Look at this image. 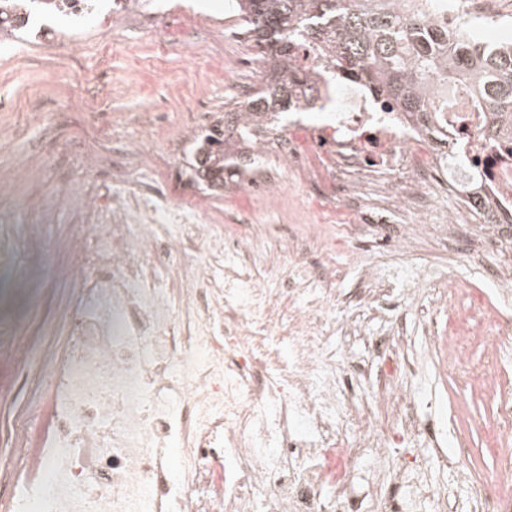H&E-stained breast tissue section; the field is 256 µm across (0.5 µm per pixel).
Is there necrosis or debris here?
Returning a JSON list of instances; mask_svg holds the SVG:
<instances>
[{
    "label": "necrosis or debris",
    "instance_id": "necrosis-or-debris-1",
    "mask_svg": "<svg viewBox=\"0 0 512 512\" xmlns=\"http://www.w3.org/2000/svg\"><path fill=\"white\" fill-rule=\"evenodd\" d=\"M453 104L433 123L456 144L437 148L402 112L382 111L360 86L342 80L327 116H288L268 138L289 174L306 156L305 194L327 187L337 201L377 187L382 204L357 210L360 223L410 215L388 239L391 259L372 274L366 303L390 313L420 270L407 237L426 223L432 201L448 202L449 230L512 224V136L482 135L481 96L456 84ZM95 233L80 257L79 296L62 311L67 352L50 363L42 421L16 432L17 475L0 512H447V486L429 484L430 459L404 461L394 438L417 445L408 358L388 366L379 398L357 393L336 345V296L326 270L288 245L255 250L218 234L200 210L162 203L146 187L89 213ZM180 225L150 235L146 223ZM176 259L180 281L169 274ZM262 264L265 282L253 280ZM495 312L481 332L466 317L448 330V356L497 397L492 456L512 477V263L496 268ZM290 309H283V300ZM481 336L490 352L469 366L465 344ZM180 451L179 478L169 475ZM394 460L393 491L351 489L359 463Z\"/></svg>",
    "mask_w": 512,
    "mask_h": 512
}]
</instances>
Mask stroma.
Here are the masks:
<instances>
[{
  "instance_id": "35a3bbf8",
  "label": "stroma",
  "mask_w": 512,
  "mask_h": 512,
  "mask_svg": "<svg viewBox=\"0 0 512 512\" xmlns=\"http://www.w3.org/2000/svg\"><path fill=\"white\" fill-rule=\"evenodd\" d=\"M239 30L231 0H100L93 14L45 18L24 39L0 40V323L26 339L12 390L0 395V467L13 456L16 425L35 420L48 397L49 360L65 355L61 312L77 295L84 212L97 203L88 188L105 181L120 192L150 186L164 201L202 206L243 238L253 231L249 215L266 208L274 226L268 244L286 241L312 258L324 237L346 241L331 283L337 319L351 315L374 335L398 336L422 376L421 423L471 479L494 477L497 463L484 446L495 398L463 380L431 336L447 331L450 308L438 303L428 270L454 268L465 290L484 289L512 254L490 250L474 232L472 261L456 264L454 241L433 225L409 243L423 273L406 307L385 323L357 302L385 259L377 250L385 225L354 224L347 205L301 197L282 184L284 162L272 149L261 171L224 190L192 182L195 137L266 71Z\"/></svg>"
}]
</instances>
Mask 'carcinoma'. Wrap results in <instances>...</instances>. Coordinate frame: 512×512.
Wrapping results in <instances>:
<instances>
[{"mask_svg":"<svg viewBox=\"0 0 512 512\" xmlns=\"http://www.w3.org/2000/svg\"><path fill=\"white\" fill-rule=\"evenodd\" d=\"M448 0H236L245 33L262 47L269 81L195 140L192 179L205 190L252 172L264 154L254 146L285 130L290 111H320L321 86L336 74L372 91L387 110L430 123V88L448 94V83L474 84L489 102L484 135L496 140L512 119V43L490 46L472 25L444 15ZM97 0H0V38L13 37L47 15L90 13ZM309 46L319 70L293 64L294 50Z\"/></svg>","mask_w":512,"mask_h":512,"instance_id":"cac0c4a2","label":"carcinoma"}]
</instances>
